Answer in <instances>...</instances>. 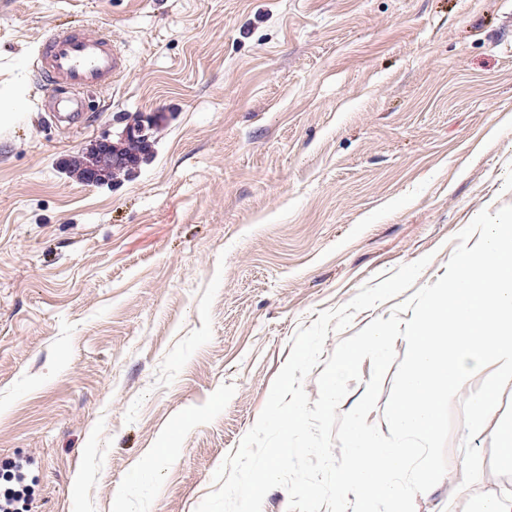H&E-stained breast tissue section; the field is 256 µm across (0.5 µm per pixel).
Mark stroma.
<instances>
[{
	"label": "stroma",
	"mask_w": 512,
	"mask_h": 512,
	"mask_svg": "<svg viewBox=\"0 0 512 512\" xmlns=\"http://www.w3.org/2000/svg\"><path fill=\"white\" fill-rule=\"evenodd\" d=\"M111 31L129 68L48 112L47 28ZM155 115L152 158L66 162ZM512 206V0H0V458L32 512H195L299 327ZM512 384L415 512L512 495ZM169 457L153 456L161 447ZM87 153L90 154L92 161L89 164L90 173L85 183L90 186H96L102 182L101 174H103L107 168H123L128 164L126 159L120 154H112V141L109 137L95 140L90 145ZM123 170L124 169H113L109 175V180L104 182L103 185L117 178Z\"/></svg>",
	"instance_id": "stroma-1"
}]
</instances>
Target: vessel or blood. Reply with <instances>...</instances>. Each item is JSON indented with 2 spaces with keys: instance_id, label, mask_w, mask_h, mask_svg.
<instances>
[{
  "instance_id": "obj_1",
  "label": "vessel or blood",
  "mask_w": 512,
  "mask_h": 512,
  "mask_svg": "<svg viewBox=\"0 0 512 512\" xmlns=\"http://www.w3.org/2000/svg\"><path fill=\"white\" fill-rule=\"evenodd\" d=\"M34 64L48 86L51 111L84 112L88 93L116 82L127 58L109 33L50 28L41 39Z\"/></svg>"
}]
</instances>
